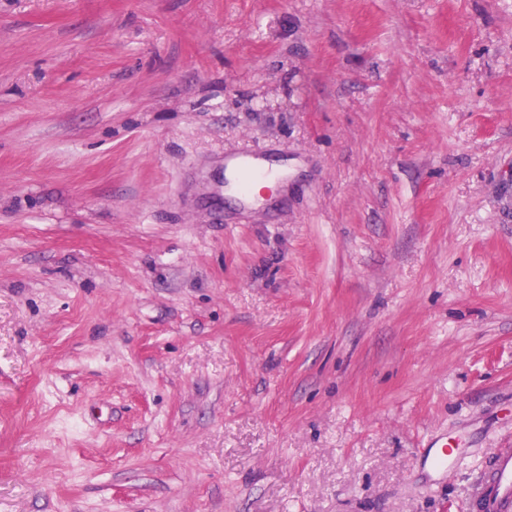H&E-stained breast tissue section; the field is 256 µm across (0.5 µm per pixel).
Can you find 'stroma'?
<instances>
[{
  "label": "stroma",
  "instance_id": "stroma-1",
  "mask_svg": "<svg viewBox=\"0 0 512 512\" xmlns=\"http://www.w3.org/2000/svg\"><path fill=\"white\" fill-rule=\"evenodd\" d=\"M508 446L512 0H0V512H468ZM232 164L241 173L240 192L247 199L250 198L251 189L255 182L272 177V171H263L258 167L260 154L254 151L243 150L226 154L224 161ZM425 448L427 449L420 456V464L430 475L438 479L455 470L461 462L457 448H447V444L435 442Z\"/></svg>",
  "mask_w": 512,
  "mask_h": 512
}]
</instances>
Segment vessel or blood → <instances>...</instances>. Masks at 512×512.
<instances>
[{
	"instance_id": "1",
	"label": "vessel or blood",
	"mask_w": 512,
	"mask_h": 512,
	"mask_svg": "<svg viewBox=\"0 0 512 512\" xmlns=\"http://www.w3.org/2000/svg\"><path fill=\"white\" fill-rule=\"evenodd\" d=\"M259 153L243 150L227 154V163L241 174L240 192L250 196L255 182L269 174L258 166ZM461 462L456 449L443 444H428L420 456L421 466L437 478L455 470ZM472 512H512V448H496L487 456L476 480L470 501Z\"/></svg>"
}]
</instances>
